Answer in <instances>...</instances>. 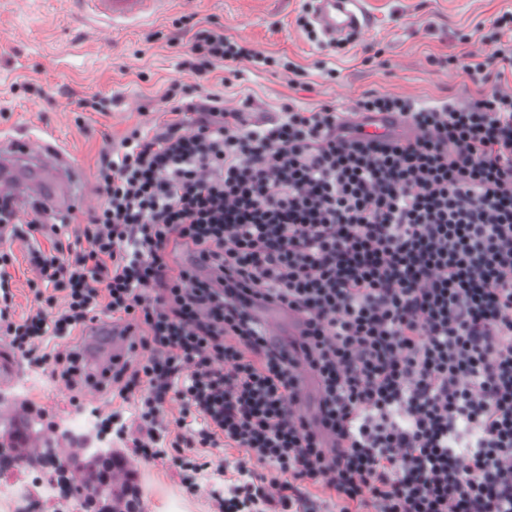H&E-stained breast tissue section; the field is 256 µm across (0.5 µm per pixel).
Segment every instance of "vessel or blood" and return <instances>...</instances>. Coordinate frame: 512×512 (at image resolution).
I'll list each match as a JSON object with an SVG mask.
<instances>
[{
	"mask_svg": "<svg viewBox=\"0 0 512 512\" xmlns=\"http://www.w3.org/2000/svg\"><path fill=\"white\" fill-rule=\"evenodd\" d=\"M171 0H81V9L104 32L151 23L169 9ZM310 18L323 38L330 43L349 39L353 32L369 23L365 0H308ZM370 133H390L415 139L417 130L390 115L373 118L354 116ZM83 175L65 152L43 136L26 134L0 140V193L13 197L18 207L31 205L57 214L68 213L79 205H91L89 191L84 190ZM268 336L285 347H292L300 335L301 316L278 307L261 306L255 311ZM133 327L108 321L93 322L80 351L91 389L102 390L112 380V373L135 354ZM300 414L308 421L317 419L319 385L313 375H300ZM28 414L16 402L0 403V431L18 432L19 448L30 452L40 447L41 438L27 429Z\"/></svg>",
	"mask_w": 512,
	"mask_h": 512,
	"instance_id": "1",
	"label": "vessel or blood"
}]
</instances>
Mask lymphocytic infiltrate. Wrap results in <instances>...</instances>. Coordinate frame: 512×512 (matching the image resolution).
I'll return each mask as SVG.
<instances>
[{
    "label": "lymphocytic infiltrate",
    "mask_w": 512,
    "mask_h": 512,
    "mask_svg": "<svg viewBox=\"0 0 512 512\" xmlns=\"http://www.w3.org/2000/svg\"><path fill=\"white\" fill-rule=\"evenodd\" d=\"M491 25L497 48L459 61L476 81L512 71V13ZM191 51L198 74L300 72L214 29ZM251 107L210 94L104 150L101 203L73 241L35 211L29 232L52 235L29 253L37 308L14 320L5 246L0 334L73 387L78 357L50 339L100 310L133 324L138 353L112 394L135 398L136 418L104 425L190 494L212 467L202 449H240V482L209 489L214 512H512V88L357 101L411 123L408 141L330 105L257 122ZM181 248L211 276L172 271ZM258 304L303 316L298 359L268 340ZM303 368L320 385L315 427L298 412Z\"/></svg>",
    "instance_id": "f902f5d3"
}]
</instances>
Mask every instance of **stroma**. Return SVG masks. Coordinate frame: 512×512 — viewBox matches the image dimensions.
I'll return each instance as SVG.
<instances>
[{"label":"stroma","instance_id":"35a3bbf8","mask_svg":"<svg viewBox=\"0 0 512 512\" xmlns=\"http://www.w3.org/2000/svg\"><path fill=\"white\" fill-rule=\"evenodd\" d=\"M371 25L342 44L324 47L307 27L306 0H176L171 12L148 25L118 34L97 33L74 0H0V135L25 129L50 130L66 154L87 174L97 192L102 149L137 126L162 124L168 101L187 102L217 93L228 109L252 97L254 119L275 115L282 104L312 109L323 104L352 111L370 92L424 101L464 103L486 92L453 63L486 50L490 18L512 12V0H368ZM225 36L274 57H288L303 76L280 69L217 62L205 76L183 68L199 29ZM335 69L328 78L326 69ZM29 243L11 244L15 317L33 307L27 261ZM12 398L33 406L43 435L54 438L69 417L94 424L91 447L129 458L130 450L98 428L101 415L122 410L133 417V401L90 389L75 391L47 371L18 361ZM143 512H211L203 476L201 491L185 492L175 470L141 463L133 471Z\"/></svg>","mask_w":512,"mask_h":512}]
</instances>
